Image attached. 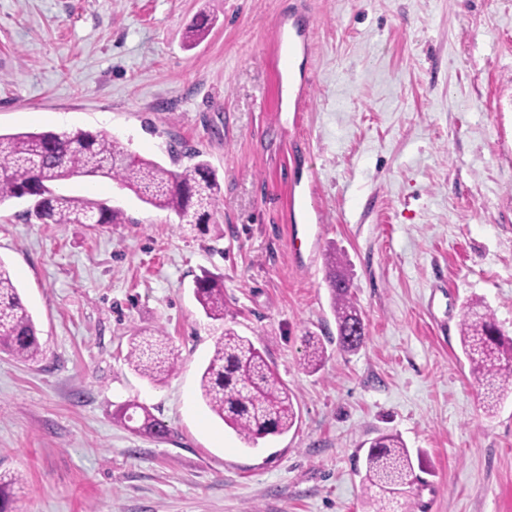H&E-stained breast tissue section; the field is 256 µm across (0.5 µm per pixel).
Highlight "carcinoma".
I'll return each instance as SVG.
<instances>
[{"label":"carcinoma","mask_w":512,"mask_h":512,"mask_svg":"<svg viewBox=\"0 0 512 512\" xmlns=\"http://www.w3.org/2000/svg\"><path fill=\"white\" fill-rule=\"evenodd\" d=\"M80 177L111 179L134 191L157 209L175 213L179 228L209 232L221 184L216 170L204 159L181 171L163 167L125 148L120 142L88 131L0 134V203L28 196L35 200L27 215L46 224H121L123 214L102 202L54 191L62 180ZM336 252L327 256L331 310L336 319V344L345 352L357 350L366 331L357 312L349 280L336 270ZM194 296L207 318L224 320V283L205 271L196 278ZM460 344L470 371L482 389L483 408L494 416L512 395V339L504 337L491 311L480 301L466 304L460 322ZM0 351L37 362L44 349L32 316L20 298L10 269L0 261ZM326 346L309 333L303 367L318 371ZM126 361L156 384L176 370L173 353L160 330H140L129 340ZM200 396L211 413L251 445L268 435L292 429L297 412L288 387L265 355L245 336L226 329L200 378ZM120 419L138 422L137 431L157 439L169 429L141 406L122 408ZM413 454L403 439L380 433L369 442L364 459V485L372 512H405L406 488L417 479ZM19 477L0 474V512H9L12 486Z\"/></svg>","instance_id":"carcinoma-1"}]
</instances>
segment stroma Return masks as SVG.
Returning <instances> with one entry per match:
<instances>
[{
  "label": "stroma",
  "mask_w": 512,
  "mask_h": 512,
  "mask_svg": "<svg viewBox=\"0 0 512 512\" xmlns=\"http://www.w3.org/2000/svg\"><path fill=\"white\" fill-rule=\"evenodd\" d=\"M47 130L168 168L202 152L222 191L205 235L108 179L56 190L120 224L0 203V261L44 346L0 352L15 512H367L357 470L382 431L423 454L409 512H512V396L485 416L459 342L469 300L512 337V0H0V134ZM332 250L367 336L309 373L305 334L336 333ZM205 269L224 277L220 322L193 295ZM158 327L177 359L160 385L126 361L133 330ZM227 327L290 390L288 433L245 444L202 402ZM133 402L165 439L115 420Z\"/></svg>",
  "instance_id": "1"
}]
</instances>
